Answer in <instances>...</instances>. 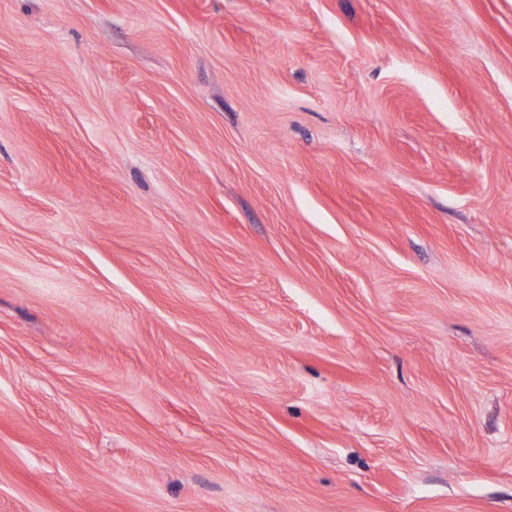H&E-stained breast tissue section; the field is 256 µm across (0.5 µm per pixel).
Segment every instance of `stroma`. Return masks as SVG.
Wrapping results in <instances>:
<instances>
[{"label": "stroma", "mask_w": 512, "mask_h": 512, "mask_svg": "<svg viewBox=\"0 0 512 512\" xmlns=\"http://www.w3.org/2000/svg\"><path fill=\"white\" fill-rule=\"evenodd\" d=\"M0 512H512V0H0Z\"/></svg>", "instance_id": "1"}]
</instances>
